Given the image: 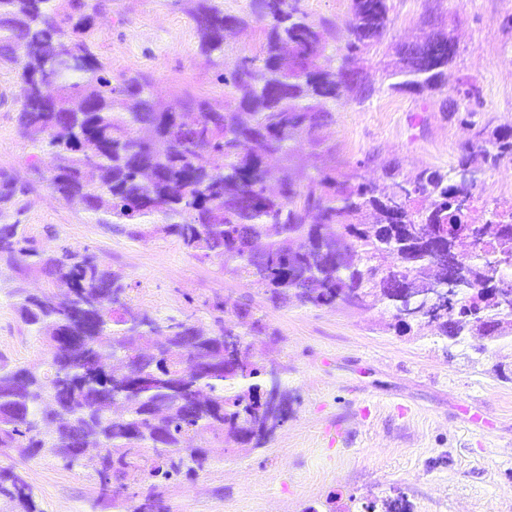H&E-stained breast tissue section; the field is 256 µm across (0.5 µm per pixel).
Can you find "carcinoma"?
Masks as SVG:
<instances>
[{"label":"carcinoma","instance_id":"obj_1","mask_svg":"<svg viewBox=\"0 0 512 512\" xmlns=\"http://www.w3.org/2000/svg\"><path fill=\"white\" fill-rule=\"evenodd\" d=\"M346 54H327L337 22L305 0H248L227 14L221 0H174L199 51L222 61L224 93H153L140 74L112 73L95 51L103 0H0V66L19 84V131L49 156V187L95 223L130 238L172 236L191 256L251 279L277 307H379L400 333L413 327L456 346L512 338V309L485 295L512 282V208L480 199L479 175L512 162V125H478V88H452L474 129L449 169L400 166L365 180L328 167L306 172L302 142L326 153L332 104L372 82L356 64L383 43L391 0H350ZM256 24L250 55L230 58L232 32ZM451 30L392 47L387 91L423 101L448 86L456 61ZM79 64L62 70L58 62ZM198 113L194 125L183 114ZM24 187L0 172V277L19 319L41 348L31 361L0 364V454L49 455L92 467L102 512H168L164 495L210 464L203 447L260 448L287 421L286 368L250 353V338L277 342L262 318L217 298L213 327L159 319L133 305L119 270L96 253L44 248L15 220ZM479 237L453 286L428 287L437 240L471 226ZM41 277L43 287L25 283ZM200 360L205 369H192ZM0 512H41L26 478L0 469Z\"/></svg>","mask_w":512,"mask_h":512}]
</instances>
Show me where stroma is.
Listing matches in <instances>:
<instances>
[{
    "label": "stroma",
    "mask_w": 512,
    "mask_h": 512,
    "mask_svg": "<svg viewBox=\"0 0 512 512\" xmlns=\"http://www.w3.org/2000/svg\"><path fill=\"white\" fill-rule=\"evenodd\" d=\"M508 14L512 0H392L386 42L361 63L375 91L362 103L350 91L334 102V152L303 146L307 171L333 163L371 178L394 164L407 172L456 162L472 132L447 119L441 99L386 90L389 45L411 41L429 17L457 38L450 82L470 79L480 89L476 122L512 125V30L500 26ZM95 34L113 72L151 75L158 96L222 88L173 0H110ZM20 109L15 74L1 69L0 169L26 184L19 221L42 244L101 255L124 272L133 304L151 313L188 315L205 327L206 303L219 297L250 303L281 335L278 347L261 337L254 350L287 367L284 380L297 395L288 422L262 448L228 452L214 443L215 464L177 481L169 512H363L394 490L410 512H512V341L479 355L422 332L389 330V315L377 309H275L250 282L191 257L176 238L105 232L32 173ZM39 348L1 287L0 361L21 364ZM10 466L24 473L41 512H92L91 470L50 456H0V467Z\"/></svg>",
    "instance_id": "1"
}]
</instances>
